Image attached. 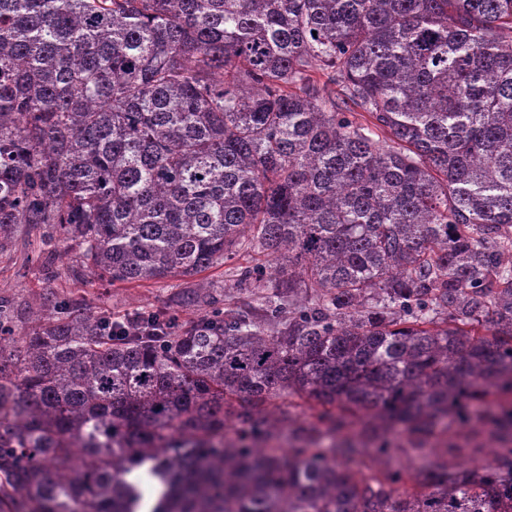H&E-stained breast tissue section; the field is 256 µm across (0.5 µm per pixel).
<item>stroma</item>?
<instances>
[{
	"mask_svg": "<svg viewBox=\"0 0 512 512\" xmlns=\"http://www.w3.org/2000/svg\"><path fill=\"white\" fill-rule=\"evenodd\" d=\"M41 246V233L29 224L14 225L10 239L0 244V297L18 304L38 302L48 293L71 294L87 311H109L124 316L141 310L172 309L185 281L172 277L158 283H111L100 279L75 259L76 248L62 239L54 242L52 270L30 256ZM243 256L217 264L205 271L215 297H229L239 306L253 301L251 290L237 288L236 269L245 265Z\"/></svg>",
	"mask_w": 512,
	"mask_h": 512,
	"instance_id": "stroma-1",
	"label": "stroma"
}]
</instances>
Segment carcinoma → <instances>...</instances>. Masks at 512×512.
I'll return each mask as SVG.
<instances>
[{
  "mask_svg": "<svg viewBox=\"0 0 512 512\" xmlns=\"http://www.w3.org/2000/svg\"><path fill=\"white\" fill-rule=\"evenodd\" d=\"M15 224L197 315L0 298V512H512V0H0ZM245 258L237 255L234 259L227 261L226 263H219L202 274L199 277L205 278L211 285L210 291L213 296L217 298H223L225 288H233L230 292V300L238 306H247L253 303V292L251 290L237 286L236 268L238 266H244L246 263ZM473 428L468 435L467 441L460 439L459 443L468 448H448V466L472 465L483 463L493 448H473L487 444L484 426L480 421H474Z\"/></svg>",
  "mask_w": 512,
  "mask_h": 512,
  "instance_id": "1",
  "label": "carcinoma"
}]
</instances>
